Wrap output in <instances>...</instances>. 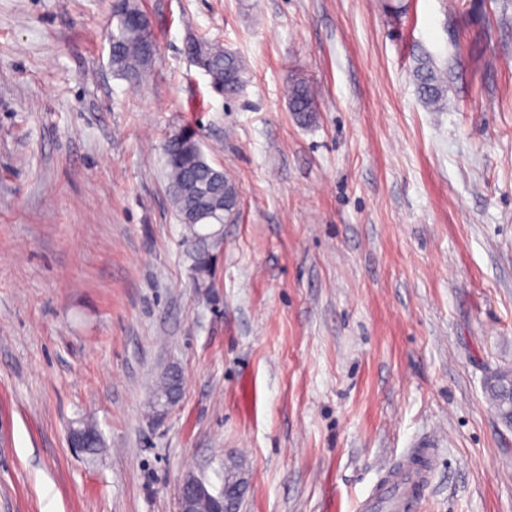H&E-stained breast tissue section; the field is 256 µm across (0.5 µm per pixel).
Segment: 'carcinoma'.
Instances as JSON below:
<instances>
[{
  "label": "carcinoma",
  "instance_id": "carcinoma-1",
  "mask_svg": "<svg viewBox=\"0 0 512 512\" xmlns=\"http://www.w3.org/2000/svg\"><path fill=\"white\" fill-rule=\"evenodd\" d=\"M147 18L139 0H118L112 17L110 43L115 48L113 70L137 81L151 68L156 55V40L150 26H136L132 19ZM188 51L200 57L215 78L224 83V96L232 97L244 83L245 66L242 59L223 47L203 40L188 45ZM419 94L423 103L435 110L447 106V89L444 74L430 62L419 63L415 70ZM289 101L292 111L307 119L315 111V98L311 88L300 79L289 85ZM182 136L164 145L165 169L172 203L179 217L196 207L202 190L209 184H219L221 194L229 195L231 202L239 200L237 189L224 172L213 167L201 149L196 130L181 129ZM179 393V381L169 375L152 391L151 404L158 408Z\"/></svg>",
  "mask_w": 512,
  "mask_h": 512
}]
</instances>
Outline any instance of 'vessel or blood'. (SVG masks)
Returning a JSON list of instances; mask_svg holds the SVG:
<instances>
[{
  "label": "vessel or blood",
  "instance_id": "vessel-or-blood-1",
  "mask_svg": "<svg viewBox=\"0 0 512 512\" xmlns=\"http://www.w3.org/2000/svg\"><path fill=\"white\" fill-rule=\"evenodd\" d=\"M433 451L416 449L407 459L402 475H388L367 496L358 500L356 512H377L383 503H391L395 512H416L424 499L431 477Z\"/></svg>",
  "mask_w": 512,
  "mask_h": 512
}]
</instances>
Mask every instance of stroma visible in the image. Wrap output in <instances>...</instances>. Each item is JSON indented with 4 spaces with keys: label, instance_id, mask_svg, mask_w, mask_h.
Segmentation results:
<instances>
[{
    "label": "stroma",
    "instance_id": "stroma-1",
    "mask_svg": "<svg viewBox=\"0 0 512 512\" xmlns=\"http://www.w3.org/2000/svg\"><path fill=\"white\" fill-rule=\"evenodd\" d=\"M115 3L0 0V512H177L190 470L244 478L240 512H355L422 446L418 512H512L485 389L512 370V0H139L137 84ZM201 39L244 59L237 96ZM421 59L452 109L422 103ZM185 126L239 193L205 274L164 167ZM112 17L110 43L115 48L112 64L110 44L109 63L113 70L129 80L138 81L151 68L156 55V40L150 25L136 26L131 19H146L138 0H118ZM190 61L209 77L212 88L226 97L235 96L244 83L245 66L242 59L235 53L225 50L215 43L203 40L193 41L188 45ZM200 57L210 68L211 72L204 68L198 59ZM214 76H213V75ZM215 78L224 83V91L216 88L212 83ZM289 101L292 111L306 120L315 112V98L311 88L300 79H291L289 85Z\"/></svg>",
    "mask_w": 512,
    "mask_h": 512
}]
</instances>
